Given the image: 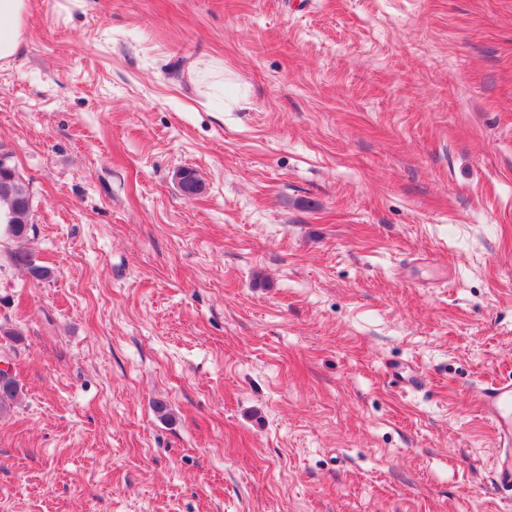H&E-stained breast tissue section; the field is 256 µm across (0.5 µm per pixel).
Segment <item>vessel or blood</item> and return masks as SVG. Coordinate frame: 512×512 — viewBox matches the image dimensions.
Returning a JSON list of instances; mask_svg holds the SVG:
<instances>
[{
  "label": "vessel or blood",
  "instance_id": "obj_1",
  "mask_svg": "<svg viewBox=\"0 0 512 512\" xmlns=\"http://www.w3.org/2000/svg\"><path fill=\"white\" fill-rule=\"evenodd\" d=\"M481 410L503 449L493 463V482L497 488L512 492V378L494 381L484 388Z\"/></svg>",
  "mask_w": 512,
  "mask_h": 512
}]
</instances>
